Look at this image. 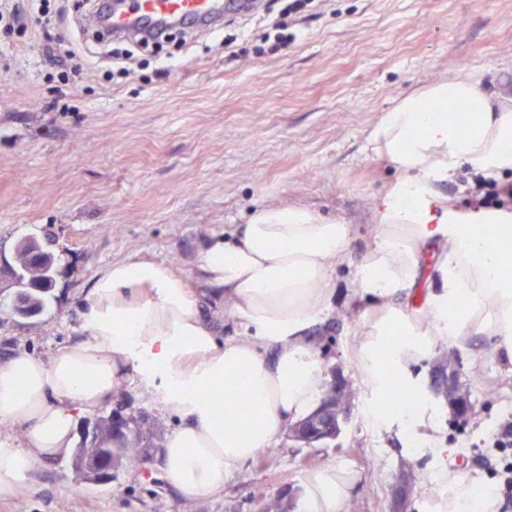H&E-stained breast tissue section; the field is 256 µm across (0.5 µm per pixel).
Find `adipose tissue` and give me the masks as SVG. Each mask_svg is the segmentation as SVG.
Returning a JSON list of instances; mask_svg holds the SVG:
<instances>
[{
  "label": "adipose tissue",
  "mask_w": 512,
  "mask_h": 512,
  "mask_svg": "<svg viewBox=\"0 0 512 512\" xmlns=\"http://www.w3.org/2000/svg\"><path fill=\"white\" fill-rule=\"evenodd\" d=\"M464 114L445 112L448 99ZM399 180L374 209L379 240L357 270L363 293L389 299L412 293L422 258L439 249L441 286L426 294L425 332L408 308L389 317L360 343L366 381L386 394L410 362L470 333L498 337L512 355V281L501 278L502 255L488 239L512 245V216L465 217L448 209L435 190L460 167L495 177L512 169V96L488 95L458 74L409 93L384 111L367 137ZM349 225L299 207L258 211L234 238H214L201 249L198 269L255 339L220 340L203 319L196 293L164 263L128 258L93 276L82 304L84 342L58 349L50 362L29 352L0 364V427L21 442L0 440V499L10 497L47 460L66 456L77 419L111 404L132 380L155 391L180 424L165 441L163 475L184 496L204 498L250 459L272 448L285 428L312 412L323 384L318 353L305 331L323 313L332 290L333 260L350 248ZM93 375L89 384L79 375ZM250 395L247 405L219 412L215 399ZM431 478L448 490L435 512H491L479 496V476L441 467ZM357 485L336 466L310 473L305 512H348Z\"/></svg>",
  "instance_id": "1"
}]
</instances>
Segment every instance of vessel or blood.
<instances>
[{
    "label": "vessel or blood",
    "instance_id": "b4317fda",
    "mask_svg": "<svg viewBox=\"0 0 512 512\" xmlns=\"http://www.w3.org/2000/svg\"><path fill=\"white\" fill-rule=\"evenodd\" d=\"M253 10L254 0H115L104 18L113 38L156 40L175 26L215 29L226 16Z\"/></svg>",
    "mask_w": 512,
    "mask_h": 512
}]
</instances>
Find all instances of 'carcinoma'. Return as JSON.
<instances>
[{"label": "carcinoma", "instance_id": "cac0c4a2", "mask_svg": "<svg viewBox=\"0 0 512 512\" xmlns=\"http://www.w3.org/2000/svg\"><path fill=\"white\" fill-rule=\"evenodd\" d=\"M14 264L19 268L15 287L18 288L19 302L8 306L16 316L30 318L46 311L51 292L55 285L57 265L54 253L37 238L29 237L18 244ZM336 386H328L323 393L319 407L321 428L317 438L324 441L336 438L335 410ZM144 450L143 436L136 417L126 418L125 426H114V414L101 416L92 427V439L81 441L77 446L72 467L83 478L99 482L96 460L103 458L112 471H118L122 461L141 454Z\"/></svg>", "mask_w": 512, "mask_h": 512}]
</instances>
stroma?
<instances>
[{
  "mask_svg": "<svg viewBox=\"0 0 512 512\" xmlns=\"http://www.w3.org/2000/svg\"><path fill=\"white\" fill-rule=\"evenodd\" d=\"M64 8L63 23L48 29L0 24V254L13 259L19 241L49 234L59 267L42 315L0 312V362L17 351L46 361L83 340L84 289L129 257L184 277L220 338H252L254 328L211 297L198 252L264 207H300L353 228L332 273V311L308 330L326 382L342 381L352 398L336 439L304 447L281 435L223 490L189 499L162 477L176 422L156 392L132 381L112 407L138 417L146 452L124 460L108 485L83 480L70 459L48 462L0 500V512H261L270 498L302 512L307 473L326 465L358 476L360 512H395L403 474L423 484L441 461L478 472L477 457L512 422V359L483 334L438 347L409 368L431 420L416 433L378 420L356 347L379 313L357 294L355 271L375 245V203L398 178L366 152L369 131L400 97L459 73L512 96V0H324L298 14L285 45L237 16L223 31H175L136 50L117 78L108 44L87 22L94 0ZM227 33L238 37L230 53L219 45ZM51 41L89 47L91 68L63 80L46 55ZM450 355L473 404L462 425L431 377ZM438 448L448 449L445 459Z\"/></svg>",
  "mask_w": 512,
  "mask_h": 512,
  "instance_id": "1",
  "label": "stroma"
}]
</instances>
